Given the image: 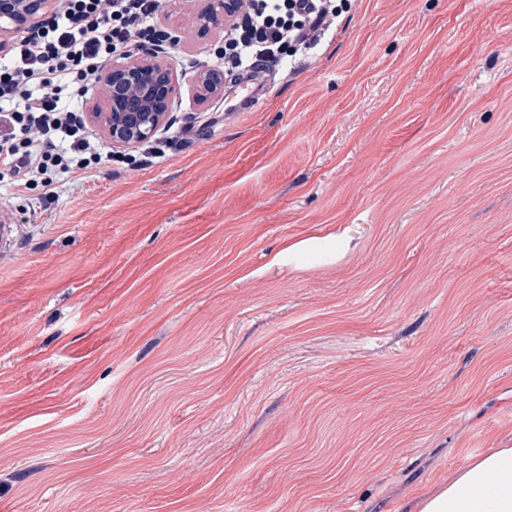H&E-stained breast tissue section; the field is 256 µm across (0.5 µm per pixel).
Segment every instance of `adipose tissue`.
<instances>
[{"mask_svg": "<svg viewBox=\"0 0 512 512\" xmlns=\"http://www.w3.org/2000/svg\"><path fill=\"white\" fill-rule=\"evenodd\" d=\"M418 512H512V448H492L465 464L447 486L428 494Z\"/></svg>", "mask_w": 512, "mask_h": 512, "instance_id": "adipose-tissue-1", "label": "adipose tissue"}]
</instances>
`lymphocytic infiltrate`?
<instances>
[{"instance_id":"lymphocytic-infiltrate-1","label":"lymphocytic infiltrate","mask_w":512,"mask_h":512,"mask_svg":"<svg viewBox=\"0 0 512 512\" xmlns=\"http://www.w3.org/2000/svg\"><path fill=\"white\" fill-rule=\"evenodd\" d=\"M162 0H57L52 18L17 37L0 56V169L54 191V175L101 159L65 93L90 90L113 54L150 42ZM334 23L326 0H243L241 23L226 34L224 61L254 68L288 41L311 45Z\"/></svg>"}]
</instances>
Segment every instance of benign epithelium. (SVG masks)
<instances>
[{"instance_id":"1","label":"benign epithelium","mask_w":512,"mask_h":512,"mask_svg":"<svg viewBox=\"0 0 512 512\" xmlns=\"http://www.w3.org/2000/svg\"><path fill=\"white\" fill-rule=\"evenodd\" d=\"M44 7V0H0V31L28 26ZM239 12L238 0H210L197 14L200 27L232 22ZM193 89L202 98L224 96V81L214 82L212 70L196 73ZM174 92L173 68L152 59L125 54L112 60L102 76L97 96L105 111L89 112L100 125L112 148L130 149L146 141L164 124Z\"/></svg>"}]
</instances>
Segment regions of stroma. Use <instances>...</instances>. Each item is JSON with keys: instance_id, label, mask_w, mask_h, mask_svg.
Segmentation results:
<instances>
[{"instance_id": "stroma-1", "label": "stroma", "mask_w": 512, "mask_h": 512, "mask_svg": "<svg viewBox=\"0 0 512 512\" xmlns=\"http://www.w3.org/2000/svg\"><path fill=\"white\" fill-rule=\"evenodd\" d=\"M248 112L0 179V512H405L512 448V0H332Z\"/></svg>"}]
</instances>
